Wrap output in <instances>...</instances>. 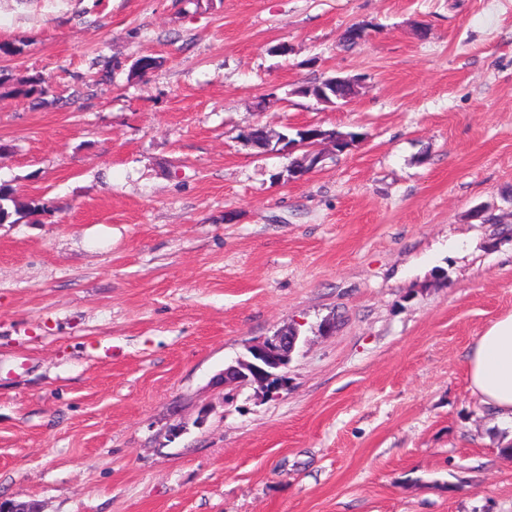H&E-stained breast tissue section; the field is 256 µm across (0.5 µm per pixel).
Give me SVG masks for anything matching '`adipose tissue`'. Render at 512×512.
<instances>
[{
    "label": "adipose tissue",
    "mask_w": 512,
    "mask_h": 512,
    "mask_svg": "<svg viewBox=\"0 0 512 512\" xmlns=\"http://www.w3.org/2000/svg\"><path fill=\"white\" fill-rule=\"evenodd\" d=\"M469 387L496 421L512 424V312L493 322L466 353Z\"/></svg>",
    "instance_id": "1"
}]
</instances>
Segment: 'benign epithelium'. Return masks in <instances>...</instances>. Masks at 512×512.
Returning <instances> with one entry per match:
<instances>
[{
    "label": "benign epithelium",
    "instance_id": "benign-epithelium-1",
    "mask_svg": "<svg viewBox=\"0 0 512 512\" xmlns=\"http://www.w3.org/2000/svg\"><path fill=\"white\" fill-rule=\"evenodd\" d=\"M328 134H320L303 141H289L282 138L277 143L276 152L288 155L299 147L308 148L309 165L290 169L288 179L299 180L315 169L323 161V154L317 145L327 139ZM300 338L299 330L287 327L276 330L272 335L247 347V355L240 358L221 373L220 382L224 387H242L258 382L264 390L261 394L267 398H277L288 390V375L285 372L292 351Z\"/></svg>",
    "mask_w": 512,
    "mask_h": 512
}]
</instances>
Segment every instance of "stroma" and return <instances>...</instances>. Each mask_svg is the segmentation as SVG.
Instances as JSON below:
<instances>
[{"label":"stroma","mask_w":512,"mask_h":512,"mask_svg":"<svg viewBox=\"0 0 512 512\" xmlns=\"http://www.w3.org/2000/svg\"><path fill=\"white\" fill-rule=\"evenodd\" d=\"M0 40L55 96L0 88V184L31 205L0 224L1 499L512 512V426L465 366L512 312V0H0ZM330 76L362 79L344 106L299 95ZM258 125L359 139L288 182ZM287 325V391L225 399Z\"/></svg>","instance_id":"1"}]
</instances>
